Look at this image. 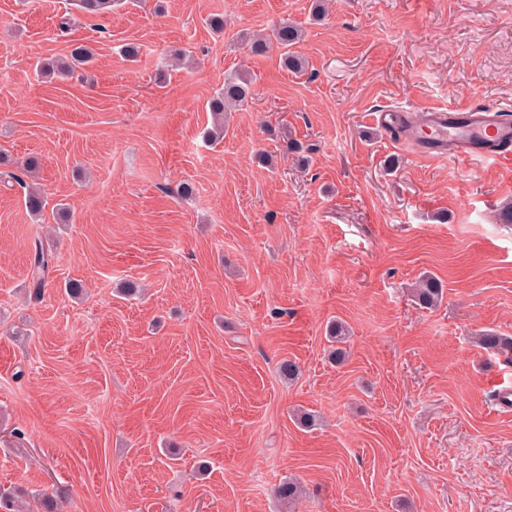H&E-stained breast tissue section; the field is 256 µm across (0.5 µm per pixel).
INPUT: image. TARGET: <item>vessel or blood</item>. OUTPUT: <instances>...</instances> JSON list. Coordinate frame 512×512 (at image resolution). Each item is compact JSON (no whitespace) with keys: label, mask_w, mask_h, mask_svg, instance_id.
I'll return each instance as SVG.
<instances>
[{"label":"vessel or blood","mask_w":512,"mask_h":512,"mask_svg":"<svg viewBox=\"0 0 512 512\" xmlns=\"http://www.w3.org/2000/svg\"><path fill=\"white\" fill-rule=\"evenodd\" d=\"M382 130L397 129L425 158L477 159L512 164V114L500 108L462 105L425 109L422 124L401 110L381 113Z\"/></svg>","instance_id":"vessel-or-blood-1"}]
</instances>
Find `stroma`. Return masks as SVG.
<instances>
[{"label": "stroma", "instance_id": "1", "mask_svg": "<svg viewBox=\"0 0 512 512\" xmlns=\"http://www.w3.org/2000/svg\"><path fill=\"white\" fill-rule=\"evenodd\" d=\"M284 21L299 74L247 45ZM76 44L94 61L39 74ZM234 71L252 100L213 143ZM463 104L512 111V0H332L322 21L310 0H120L101 19L0 0V154L38 157L44 193L37 219L0 175V493L25 512H512L493 390L512 366L476 342L512 337V165L426 160L372 121ZM36 230L55 266L34 302ZM426 272L433 309L409 293ZM445 285L439 278L426 274L411 289L414 300L422 307H436L443 296Z\"/></svg>", "mask_w": 512, "mask_h": 512}]
</instances>
